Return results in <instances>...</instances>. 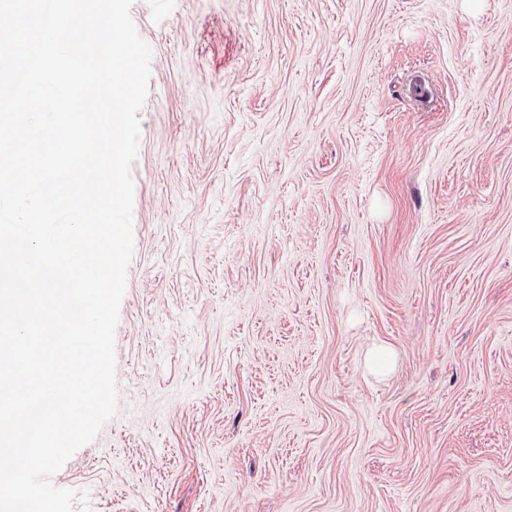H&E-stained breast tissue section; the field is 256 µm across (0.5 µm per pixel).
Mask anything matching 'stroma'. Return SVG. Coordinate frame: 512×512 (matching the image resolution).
<instances>
[{
    "mask_svg": "<svg viewBox=\"0 0 512 512\" xmlns=\"http://www.w3.org/2000/svg\"><path fill=\"white\" fill-rule=\"evenodd\" d=\"M130 16L118 407L52 476L73 512H512V0Z\"/></svg>",
    "mask_w": 512,
    "mask_h": 512,
    "instance_id": "35a3bbf8",
    "label": "stroma"
}]
</instances>
